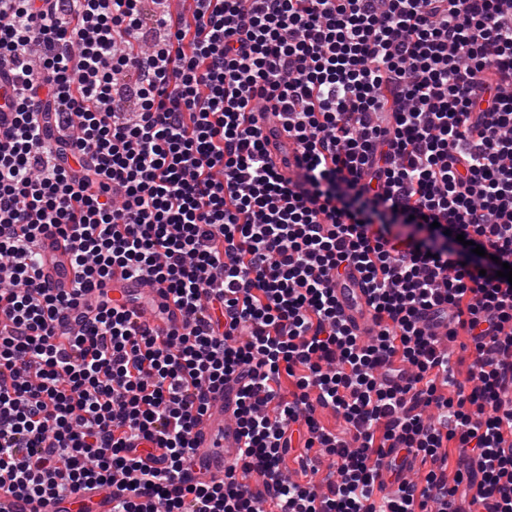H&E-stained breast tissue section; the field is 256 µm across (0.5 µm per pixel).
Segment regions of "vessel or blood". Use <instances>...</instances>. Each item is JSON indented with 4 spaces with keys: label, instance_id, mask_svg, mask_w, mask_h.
Masks as SVG:
<instances>
[{
    "label": "vessel or blood",
    "instance_id": "b4317fda",
    "mask_svg": "<svg viewBox=\"0 0 512 512\" xmlns=\"http://www.w3.org/2000/svg\"><path fill=\"white\" fill-rule=\"evenodd\" d=\"M257 120L266 138L274 168L284 176H296L303 153L296 140L286 132L283 119L272 112H261L258 113ZM40 251L46 258L42 268L45 284L54 289L72 288L76 273L69 245L61 239L53 238L43 242ZM129 292L149 296L162 305L163 315L146 319L152 334L165 336L183 327L184 317L181 311L172 299L167 298L159 285L130 283L121 274H114V301H122ZM336 295L348 321L356 327L358 333H365L371 319L362 280L356 276L342 277L336 287ZM196 432L191 475L208 480H222L225 465L236 458L241 445L234 404L228 393L219 394L212 402ZM112 492V487L106 486L90 493L84 492L63 501L49 503L44 507L1 493L0 512H112Z\"/></svg>",
    "mask_w": 512,
    "mask_h": 512
}]
</instances>
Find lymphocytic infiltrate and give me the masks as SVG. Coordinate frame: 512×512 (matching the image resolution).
Masks as SVG:
<instances>
[{"instance_id": "obj_1", "label": "lymphocytic infiltrate", "mask_w": 512, "mask_h": 512, "mask_svg": "<svg viewBox=\"0 0 512 512\" xmlns=\"http://www.w3.org/2000/svg\"><path fill=\"white\" fill-rule=\"evenodd\" d=\"M145 2L0 0V490L42 504L119 474L112 512H512V0ZM258 110L299 143L295 183ZM48 236L70 291L41 279ZM117 270L184 327L113 304ZM353 271L365 337L336 303ZM231 381L241 455L193 479ZM390 451L424 484L385 495ZM290 454L335 463L302 484ZM40 251L46 257L42 268V280L45 284L54 289L72 288L76 273L69 244L53 238L41 243ZM159 285H148L141 283H130L124 280L120 272H115L112 276V299L117 302L123 300L127 292H133L138 295H148L153 298L157 304L166 308L168 313L162 316H146L145 320L149 330L156 336H166L174 329H181L184 325L182 312L173 303L171 298H166V293Z\"/></svg>"}]
</instances>
